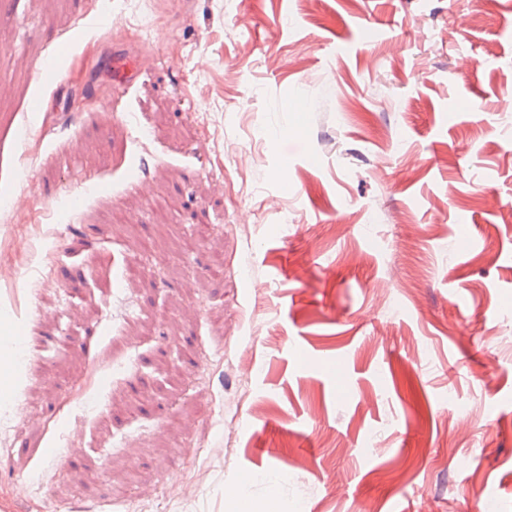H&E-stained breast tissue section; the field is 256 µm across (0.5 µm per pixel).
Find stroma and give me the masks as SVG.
<instances>
[{
    "label": "stroma",
    "mask_w": 512,
    "mask_h": 512,
    "mask_svg": "<svg viewBox=\"0 0 512 512\" xmlns=\"http://www.w3.org/2000/svg\"><path fill=\"white\" fill-rule=\"evenodd\" d=\"M2 125L8 512H512V0H0Z\"/></svg>",
    "instance_id": "stroma-1"
}]
</instances>
